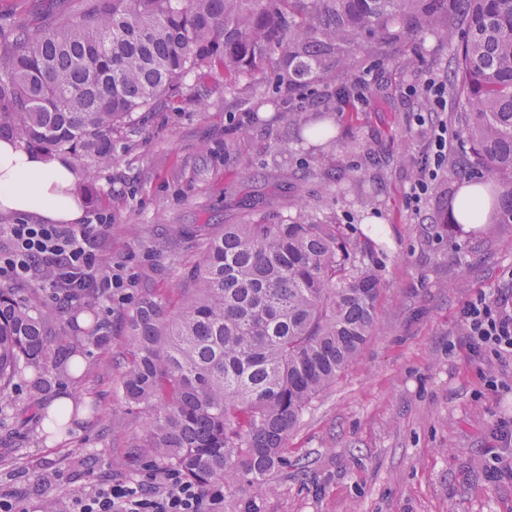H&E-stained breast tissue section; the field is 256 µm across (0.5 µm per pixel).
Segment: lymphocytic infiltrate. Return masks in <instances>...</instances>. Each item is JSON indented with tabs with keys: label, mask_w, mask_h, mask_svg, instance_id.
Wrapping results in <instances>:
<instances>
[{
	"label": "lymphocytic infiltrate",
	"mask_w": 512,
	"mask_h": 512,
	"mask_svg": "<svg viewBox=\"0 0 512 512\" xmlns=\"http://www.w3.org/2000/svg\"><path fill=\"white\" fill-rule=\"evenodd\" d=\"M448 160V129L438 126L423 168L405 203L418 210L433 179ZM111 229L106 217L88 224H11L0 246V283L19 285L40 277L50 297L62 288H89L94 298L111 300L124 278L103 264L96 244ZM464 344L478 360L512 359V303L480 292L461 311ZM218 489L184 480L176 471L159 469L148 481H125L74 493L73 512H212L222 500Z\"/></svg>",
	"instance_id": "obj_1"
}]
</instances>
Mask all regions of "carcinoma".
Wrapping results in <instances>:
<instances>
[{
	"label": "carcinoma",
	"mask_w": 512,
	"mask_h": 512,
	"mask_svg": "<svg viewBox=\"0 0 512 512\" xmlns=\"http://www.w3.org/2000/svg\"><path fill=\"white\" fill-rule=\"evenodd\" d=\"M92 0L58 27L0 25V140L63 154L85 182L112 161V135L189 75L260 85L336 80L351 45L400 15L465 26L450 82L463 112L457 164L496 181L512 223V0ZM320 115L299 136L330 133ZM373 244L340 224H226L202 241L180 305L153 294L128 320L126 403L141 409L142 455L188 481L245 479L257 495L287 459L288 432L356 361L377 324ZM0 288V398L47 358L52 316Z\"/></svg>",
	"instance_id": "cac0c4a2"
}]
</instances>
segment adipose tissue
<instances>
[{"label":"adipose tissue","mask_w":512,"mask_h":512,"mask_svg":"<svg viewBox=\"0 0 512 512\" xmlns=\"http://www.w3.org/2000/svg\"><path fill=\"white\" fill-rule=\"evenodd\" d=\"M70 162L0 140V213L34 214L49 224H76L85 198Z\"/></svg>","instance_id":"adipose-tissue-1"}]
</instances>
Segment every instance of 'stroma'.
<instances>
[{"label":"stroma","mask_w":512,"mask_h":512,"mask_svg":"<svg viewBox=\"0 0 512 512\" xmlns=\"http://www.w3.org/2000/svg\"><path fill=\"white\" fill-rule=\"evenodd\" d=\"M87 5L0 0V18L51 25ZM409 25L403 18L360 41L371 81L389 88L385 97L368 92L365 107L327 112L332 89L322 83L291 88L271 78L228 92L223 76H190L113 138L111 163L84 193L85 220L100 214L112 224L99 255L128 280L94 304L111 343L98 348L70 314L53 321L51 336L77 337L82 369L50 358L40 376L17 375L11 399L0 400V498L24 512H71L75 489L142 479L131 455L144 418L119 392L136 299L152 292L176 310L200 238L224 225L313 219L376 241L378 332L289 432L288 462L271 474L267 494L238 481L219 512H512V476L492 481L485 469L497 457L512 465L494 434L498 422L512 423V360L471 359L461 322L478 291L512 300V223L493 215L477 227L453 223L467 178L452 165L419 211L406 208L432 133L417 124L426 106L408 88L447 79L453 62L442 28L411 37ZM321 111L333 138L299 139L286 120ZM368 147L386 156L382 167L367 168ZM357 166L367 169L359 190L340 178ZM490 374L498 391L485 386ZM36 383L42 406L65 395L97 409L46 436L25 404Z\"/></svg>","instance_id":"obj_1"}]
</instances>
